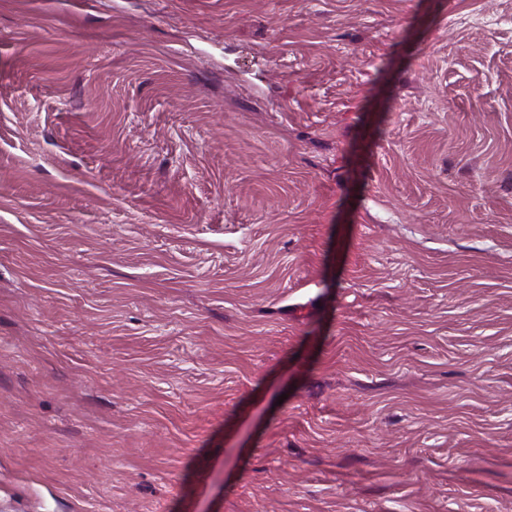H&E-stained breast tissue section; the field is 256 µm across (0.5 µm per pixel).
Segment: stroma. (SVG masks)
<instances>
[{
  "mask_svg": "<svg viewBox=\"0 0 512 512\" xmlns=\"http://www.w3.org/2000/svg\"><path fill=\"white\" fill-rule=\"evenodd\" d=\"M0 512H512V0H0Z\"/></svg>",
  "mask_w": 512,
  "mask_h": 512,
  "instance_id": "1",
  "label": "stroma"
}]
</instances>
